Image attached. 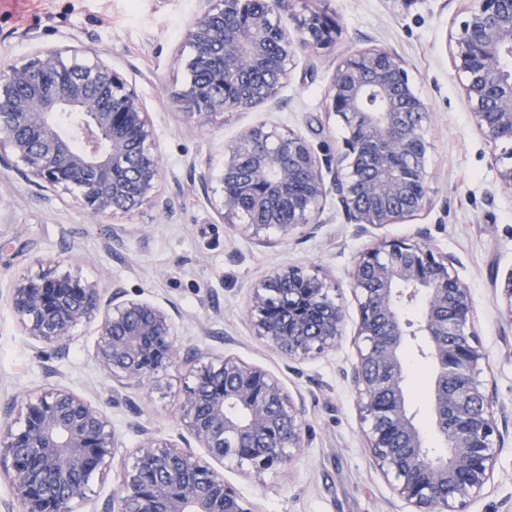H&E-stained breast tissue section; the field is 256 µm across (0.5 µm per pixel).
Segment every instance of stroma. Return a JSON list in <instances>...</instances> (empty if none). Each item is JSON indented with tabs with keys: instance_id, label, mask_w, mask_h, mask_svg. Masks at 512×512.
Instances as JSON below:
<instances>
[{
	"instance_id": "obj_1",
	"label": "stroma",
	"mask_w": 512,
	"mask_h": 512,
	"mask_svg": "<svg viewBox=\"0 0 512 512\" xmlns=\"http://www.w3.org/2000/svg\"><path fill=\"white\" fill-rule=\"evenodd\" d=\"M460 0H297L296 10L325 14L341 31L316 52L296 51L272 103L217 115L202 130L189 126L174 99L187 75L178 58L204 0H0V69L34 42L102 53L132 85L157 135L162 174L156 197L110 221L92 218L73 193L30 185L0 163V412L35 391L70 389L100 407L118 438L117 458H131L141 428L179 442L186 433L180 400L194 382L189 367L161 374L157 385L122 387L94 358L97 322H80L65 355L42 354L10 305L15 279L44 263L79 274L103 292L123 288L173 317L177 344L230 354L275 374L304 403V446L290 468L245 474L233 462L224 477L260 512H409L373 466L362 436L359 402L342 371L357 359L352 343L359 311L348 273L370 246L328 196L312 235L250 239L225 224L209 202L220 192L225 148L263 123L304 136L320 158L335 161L347 131L325 113L339 59L371 44L395 51L425 97L430 120V207L385 236L409 239L428 229L431 246L456 255L474 308L483 358L480 378L493 386L495 419L504 436L493 479L467 512H512V318L499 292L512 273V191L491 164L492 146L476 131L448 60L449 24ZM328 275L345 312L335 351L290 361L253 333L245 306L254 282L280 266ZM433 363L405 356L406 394L430 430Z\"/></svg>"
}]
</instances>
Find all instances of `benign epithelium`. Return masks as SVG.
Returning <instances> with one entry per match:
<instances>
[{
    "mask_svg": "<svg viewBox=\"0 0 512 512\" xmlns=\"http://www.w3.org/2000/svg\"><path fill=\"white\" fill-rule=\"evenodd\" d=\"M448 34V54L473 122L495 147L512 142V0H464ZM296 36L280 24L267 0H207L189 27L184 60L188 83L175 93L187 121L206 128L218 114L276 100L288 79L295 47L317 51L334 40L317 13L290 14ZM76 46L37 45L0 71V157L10 156L30 182L78 191L91 215L137 210L155 194L161 157L154 124L135 89L94 55L81 61ZM377 105H367L369 95ZM326 111L350 135L336 165L322 167L302 136L264 126L244 130L225 148L221 178L231 184L215 201L236 232L259 237L270 228L288 235L315 233L328 191L348 223L374 238L349 273L358 302L357 361L343 372L359 398L366 448L411 512H464L490 483L502 436L485 382L469 289L458 259L441 254L420 230L409 240L378 231L413 219L430 206L425 138L426 101L404 61L380 46L360 48L336 64ZM502 187L512 189V153L493 154ZM304 182L302 200L295 186ZM328 280L287 265L251 288L247 305L255 336L289 359L336 348L344 312ZM418 300L416 320L402 307ZM11 306L34 339L64 352L75 326L98 318L94 356L123 386L141 385L183 362L217 376L223 390L185 391L186 427L206 455L161 441L141 429L133 462L114 464L115 435L102 409L56 387L28 395L0 440L10 456L7 476L21 512H73L88 499L97 471L116 468L117 486L102 512H130L140 498L139 463L152 461L157 477L147 512H250L213 465L233 459L263 473L283 470L302 448L305 410L280 380L236 357L208 349L180 354L175 324L164 309L130 298L120 288L99 289L54 266L39 269L12 289ZM277 306L288 334L268 316ZM412 340L434 360L431 389L436 446H428L404 392L403 354ZM248 443L241 459L230 446ZM195 480L173 492L185 475Z\"/></svg>",
    "mask_w": 512,
    "mask_h": 512,
    "instance_id": "7a95c632",
    "label": "benign epithelium"
}]
</instances>
